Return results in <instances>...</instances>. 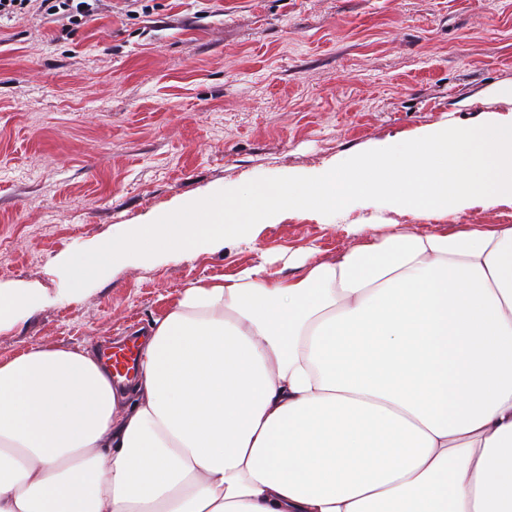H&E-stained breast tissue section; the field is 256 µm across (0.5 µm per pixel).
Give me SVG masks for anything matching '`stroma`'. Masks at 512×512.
<instances>
[{
  "instance_id": "stroma-1",
  "label": "stroma",
  "mask_w": 512,
  "mask_h": 512,
  "mask_svg": "<svg viewBox=\"0 0 512 512\" xmlns=\"http://www.w3.org/2000/svg\"><path fill=\"white\" fill-rule=\"evenodd\" d=\"M512 0H102L78 27L0 20V286L56 293L66 259L180 198L319 168L448 119L505 110ZM473 97L465 109L457 101ZM378 197L282 214L254 239L85 283L0 329V362L32 348L98 351L145 335L199 281L250 265L280 276L345 227L413 224Z\"/></svg>"
}]
</instances>
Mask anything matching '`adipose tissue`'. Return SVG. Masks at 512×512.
<instances>
[{
	"label": "adipose tissue",
	"instance_id": "ef3b65f1",
	"mask_svg": "<svg viewBox=\"0 0 512 512\" xmlns=\"http://www.w3.org/2000/svg\"><path fill=\"white\" fill-rule=\"evenodd\" d=\"M358 196L512 205V112L209 188L68 263L106 280ZM351 233L296 275L185 288L129 389L83 348L0 363V512H512V224ZM54 301L0 288V328Z\"/></svg>",
	"mask_w": 512,
	"mask_h": 512
}]
</instances>
